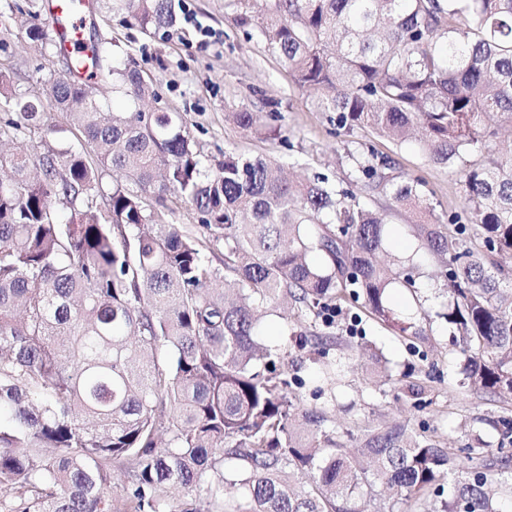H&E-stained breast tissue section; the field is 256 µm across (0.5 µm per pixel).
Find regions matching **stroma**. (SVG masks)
<instances>
[{
    "label": "stroma",
    "instance_id": "obj_1",
    "mask_svg": "<svg viewBox=\"0 0 512 512\" xmlns=\"http://www.w3.org/2000/svg\"><path fill=\"white\" fill-rule=\"evenodd\" d=\"M0 5V29L8 30V46L0 50V67L13 73V91L41 93L49 70L65 66L56 47L40 49L28 43L27 14ZM236 13L225 0H183L176 27L146 35L125 16L97 13L96 22L84 30L86 42L116 41L131 55L138 69L155 80L156 99L145 102L148 112L179 113L203 153L221 159L225 150L265 154L286 163L294 177L325 174L340 187H348L351 163L346 148L372 151L389 157L396 172L419 181L437 215L464 223L465 205L457 174L432 164L416 144L396 145L370 128L338 127L330 113L317 110L315 96L291 85L278 56L256 40H246L235 21ZM254 105L277 115L287 143L242 129L228 114ZM367 204L386 220L390 246L397 254L419 250L420 241L410 226L417 220L410 210L390 198L374 195ZM416 292L391 297L397 317L416 322L421 336L398 335L366 313L345 308L332 326L309 320L298 340L290 343L280 370L302 380L296 389L299 406L324 410L327 426L343 437L347 448H358L365 430L402 425L452 449L465 447L473 432H480L489 447L497 433L490 418L512 411V400L490 402L460 389L456 383L459 362L451 330L444 319L449 298L443 278L433 262L414 273ZM330 336L327 358L340 362L344 372L337 384L323 381L310 358L318 337ZM425 379L420 399L400 395L397 381L403 375Z\"/></svg>",
    "mask_w": 512,
    "mask_h": 512
}]
</instances>
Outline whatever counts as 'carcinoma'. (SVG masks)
<instances>
[{
    "label": "carcinoma",
    "instance_id": "carcinoma-1",
    "mask_svg": "<svg viewBox=\"0 0 512 512\" xmlns=\"http://www.w3.org/2000/svg\"><path fill=\"white\" fill-rule=\"evenodd\" d=\"M247 39L275 52L293 84L320 93L339 127L417 139L430 162L457 169L467 223L450 230L387 157L355 156L356 182L429 219L411 225L445 268L459 386L512 399V154L492 147L512 125V0H229ZM178 0H112L146 32L176 26ZM53 42L46 26L26 31ZM96 44L93 88L137 103L154 81ZM75 71L49 74L46 95L6 96L0 144L41 130L40 152L0 154V512H112V463L127 461V512H379L434 502L433 512H512V415L490 420L495 452L455 454L400 427L367 431L349 455L324 411H300L277 371L283 333L330 325L359 304L418 336L390 307L415 286L414 256L378 261L384 219L325 177L290 182L267 156L197 148L176 112H111ZM64 113L80 146L53 143L45 107ZM243 106L229 119L272 131ZM274 132V131H272ZM279 135V132H274ZM121 179L104 190L105 177ZM190 205L220 264L173 221ZM471 246L461 248L460 236ZM230 484L243 489L224 502ZM184 493L180 510L164 492Z\"/></svg>",
    "mask_w": 512,
    "mask_h": 512
}]
</instances>
